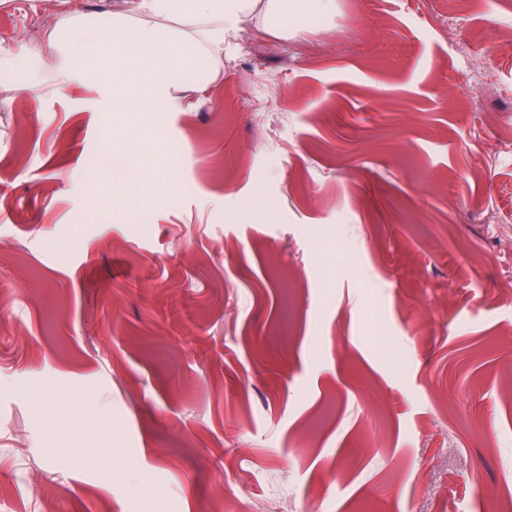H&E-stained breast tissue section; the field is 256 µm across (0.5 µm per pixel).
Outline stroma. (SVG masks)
Returning a JSON list of instances; mask_svg holds the SVG:
<instances>
[{"mask_svg": "<svg viewBox=\"0 0 512 512\" xmlns=\"http://www.w3.org/2000/svg\"><path fill=\"white\" fill-rule=\"evenodd\" d=\"M122 6L0 0V512H496L512 11L244 32L152 113L160 171L52 47L15 53Z\"/></svg>", "mask_w": 512, "mask_h": 512, "instance_id": "stroma-1", "label": "stroma"}]
</instances>
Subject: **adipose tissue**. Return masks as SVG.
I'll use <instances>...</instances> for the list:
<instances>
[{
  "mask_svg": "<svg viewBox=\"0 0 512 512\" xmlns=\"http://www.w3.org/2000/svg\"><path fill=\"white\" fill-rule=\"evenodd\" d=\"M318 20L336 15V0H134L132 10L57 23L44 35L58 49L50 67L61 82L79 80L112 98V110L142 121L158 108L176 112L181 90L216 74L211 55L247 28L285 32L295 6ZM178 29H169V22Z\"/></svg>",
  "mask_w": 512,
  "mask_h": 512,
  "instance_id": "adipose-tissue-1",
  "label": "adipose tissue"
}]
</instances>
